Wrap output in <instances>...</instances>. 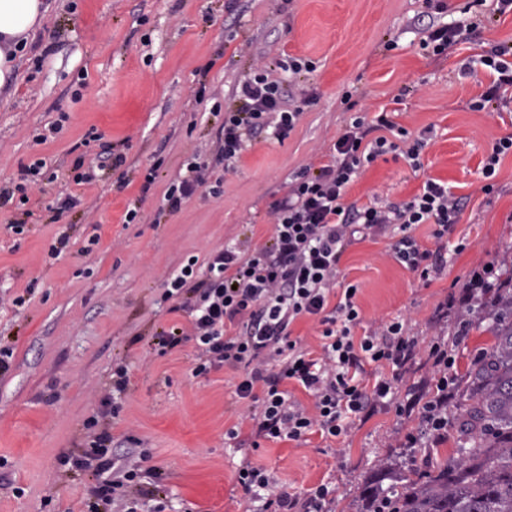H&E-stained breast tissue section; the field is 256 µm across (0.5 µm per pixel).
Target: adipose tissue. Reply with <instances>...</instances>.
<instances>
[{"instance_id":"adipose-tissue-1","label":"adipose tissue","mask_w":512,"mask_h":512,"mask_svg":"<svg viewBox=\"0 0 512 512\" xmlns=\"http://www.w3.org/2000/svg\"><path fill=\"white\" fill-rule=\"evenodd\" d=\"M51 9L50 0H0V91L16 81V59Z\"/></svg>"}]
</instances>
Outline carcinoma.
I'll list each match as a JSON object with an SVG mask.
<instances>
[{
    "label": "carcinoma",
    "mask_w": 512,
    "mask_h": 512,
    "mask_svg": "<svg viewBox=\"0 0 512 512\" xmlns=\"http://www.w3.org/2000/svg\"><path fill=\"white\" fill-rule=\"evenodd\" d=\"M481 310L495 343L469 372L457 453L391 490L395 512H512V289Z\"/></svg>",
    "instance_id": "carcinoma-1"
}]
</instances>
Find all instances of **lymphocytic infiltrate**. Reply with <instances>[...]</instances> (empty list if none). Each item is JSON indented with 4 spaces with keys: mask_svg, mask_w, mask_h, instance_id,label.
<instances>
[{
    "mask_svg": "<svg viewBox=\"0 0 512 512\" xmlns=\"http://www.w3.org/2000/svg\"><path fill=\"white\" fill-rule=\"evenodd\" d=\"M480 62L494 80L483 93L485 103L507 106L504 97L512 89V45L493 46ZM311 61L291 57L277 67L264 66L243 82L237 92L240 111L224 118L225 159H238L248 137L265 128L285 139L295 129L300 108L289 107L279 71H313ZM423 138H410L408 131L391 121L387 113L375 120L352 117L315 171L293 178L286 195L272 207V233L268 242L253 250L227 247L211 253L210 275L199 278L196 259L165 280L164 300L186 312L189 329L172 327L157 341L160 350L174 349L193 340L197 349L193 376L229 368L238 371L235 393L247 401L249 434L231 428L228 439L247 437L252 448L261 441H299L317 433L333 440L344 434L352 419L367 415L392 396L395 383L416 354L418 342L407 336L401 321L392 320L363 336L353 330L361 321L355 295L336 290L340 262L356 237L387 233L396 237L394 259L404 268L430 279L439 269L441 253L422 247L414 235L417 226L432 225V237L442 241L452 232L460 214V201L442 182L426 180L413 199L403 205L357 206L344 204L349 185L364 165L394 153L412 167L420 166ZM314 318L320 326V348L312 350L292 337V324L299 318ZM429 354L435 367L433 395L423 405L424 435L443 440L448 431L444 414L448 400V374L455 361L447 345L431 342ZM390 368L373 387H366L364 364ZM297 382L313 397L312 407L303 406L283 381ZM95 434L87 448L70 456L73 468L93 470L95 484L82 501L83 512H112L123 501V512H138L142 498L157 496L160 469L144 470L141 463L148 449L136 455L117 457L108 426L91 418ZM236 483L245 494L260 501L259 512H329L335 490L321 483L300 493L279 489L269 470L251 460H242Z\"/></svg>",
    "mask_w": 512,
    "mask_h": 512,
    "instance_id": "obj_1",
    "label": "lymphocytic infiltrate"
}]
</instances>
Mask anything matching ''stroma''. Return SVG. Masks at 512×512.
I'll use <instances>...</instances> for the list:
<instances>
[{
    "instance_id": "1",
    "label": "stroma",
    "mask_w": 512,
    "mask_h": 512,
    "mask_svg": "<svg viewBox=\"0 0 512 512\" xmlns=\"http://www.w3.org/2000/svg\"><path fill=\"white\" fill-rule=\"evenodd\" d=\"M467 2L444 0L439 13L430 0H57L18 58L16 88L0 93V183L47 162L25 207L0 214V345L13 352L0 374V512H79L93 478L65 457L89 443L85 423L111 396L121 362L130 384L111 420L114 446L125 452L132 436L149 448L148 466L163 472L165 512H249L235 484L246 457L291 492L335 486L331 512H363L365 488L453 455L467 371L494 344L474 281L488 264L512 260V154L491 192L482 175L493 144L512 134V112L471 107L491 83L480 56L512 44V13L474 29ZM432 21L461 31L447 54L421 46ZM290 56L315 65L281 75L290 105L302 109L295 129L282 141L263 132L225 161L223 115L240 106L237 86ZM381 111L411 135L428 131L421 167L379 157L346 203L400 205L429 178L462 199L431 281L391 257L388 237L356 243L342 258L341 282L359 287L355 335L396 318L419 341L398 384L407 410L378 407L332 441L313 434L245 451L226 436L239 421L233 371L193 376L190 341L158 350L161 332L188 325L162 301L163 279L188 258L206 264L216 248L266 243L271 207L293 176L323 162L351 116ZM40 134L47 142L37 143ZM107 151L121 163H102ZM192 158L207 183L170 211L164 195ZM80 159L98 165L95 181L75 182ZM69 196L75 206L59 210ZM13 218L25 219L23 232ZM62 235L68 242L50 259ZM437 339L455 359L448 434L410 448L404 437L421 427L434 376L428 345Z\"/></svg>"
}]
</instances>
